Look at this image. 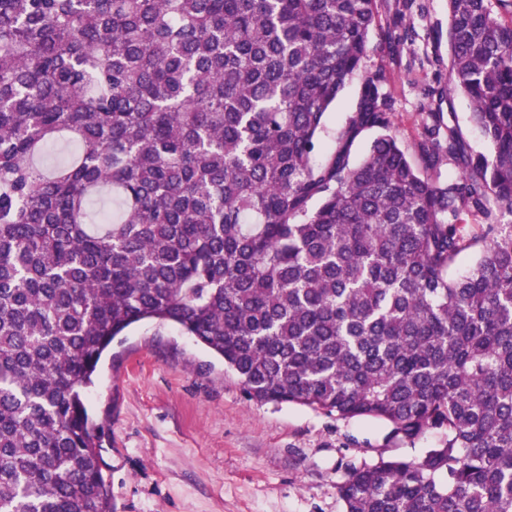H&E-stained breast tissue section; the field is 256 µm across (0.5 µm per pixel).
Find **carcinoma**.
I'll use <instances>...</instances> for the list:
<instances>
[{"label":"carcinoma","mask_w":512,"mask_h":512,"mask_svg":"<svg viewBox=\"0 0 512 512\" xmlns=\"http://www.w3.org/2000/svg\"><path fill=\"white\" fill-rule=\"evenodd\" d=\"M374 2L0 0V512H112L86 389L145 320L258 402L447 430L351 468L344 512H512V0H448V91L487 149L430 103L424 171L361 71ZM101 189L122 215L90 224ZM469 216L493 240L452 279ZM359 79L354 77L342 91L336 103L327 112L325 117V131L322 133V141L325 145L333 144L336 130L341 127L346 118L355 110ZM442 112L445 113V119L448 122V112H454L456 120L463 136L466 138L472 149L476 152H485L486 144L484 139L472 123L470 122V105L468 99L461 93H453L443 101Z\"/></svg>","instance_id":"obj_1"}]
</instances>
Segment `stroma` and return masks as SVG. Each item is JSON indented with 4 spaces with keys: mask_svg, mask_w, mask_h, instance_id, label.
Masks as SVG:
<instances>
[{
    "mask_svg": "<svg viewBox=\"0 0 512 512\" xmlns=\"http://www.w3.org/2000/svg\"><path fill=\"white\" fill-rule=\"evenodd\" d=\"M362 68L385 70L392 124L419 160L421 109L448 82L447 0H376ZM414 32L392 58L387 33ZM87 405L104 426L112 512H343L338 486L379 454L418 457L442 429L409 441L371 418L248 398L241 378L193 337L149 321L114 340Z\"/></svg>",
    "mask_w": 512,
    "mask_h": 512,
    "instance_id": "1",
    "label": "stroma"
}]
</instances>
